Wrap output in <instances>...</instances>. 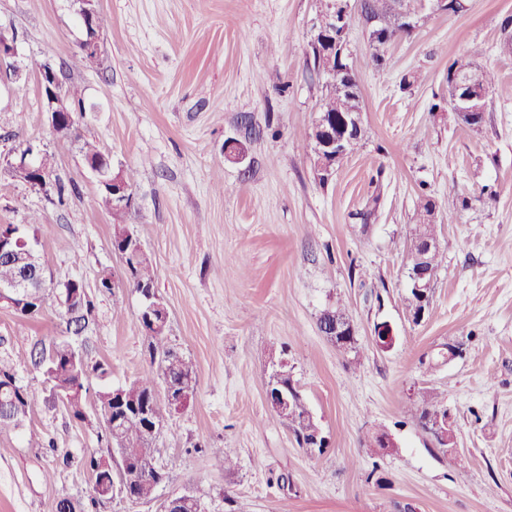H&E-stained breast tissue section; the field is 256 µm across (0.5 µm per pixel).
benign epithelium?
Masks as SVG:
<instances>
[{
  "instance_id": "1",
  "label": "benign epithelium",
  "mask_w": 512,
  "mask_h": 512,
  "mask_svg": "<svg viewBox=\"0 0 512 512\" xmlns=\"http://www.w3.org/2000/svg\"><path fill=\"white\" fill-rule=\"evenodd\" d=\"M78 3L76 12L85 27V39L80 41L81 51L97 57L101 52L99 29L96 18L99 13V0H74ZM350 0H323V8L312 19L311 37L309 44L316 49V71L328 82L336 84L344 82L350 75V66L336 67V61L347 58L346 33L350 21ZM40 84L45 96L46 112L50 115L53 131L61 136L67 135L77 122L78 109L72 107L69 98L60 93V77L54 66L49 63L42 65L39 73ZM453 85L462 96L448 100V107L461 120H471L484 112L486 108V90L478 83L471 72H455L452 75ZM363 125V110L356 109L339 115L326 112L318 113L312 129L314 166L317 173L326 177L334 170L336 164L342 162L350 152V147L356 133ZM91 171L98 178L101 186L112 191V195L123 201L133 200V192L123 181V170L114 169L111 160L104 157L96 162H88ZM17 242L10 235L0 233V257L18 258V264L24 267L22 275L11 282L0 285V304L9 305L15 309L22 307L20 300L28 294V289L34 287L37 272L40 269L41 258L36 252L34 240L30 239L18 249ZM437 247L432 241L410 239L408 250L412 265L406 266L408 284L418 292H425L433 287L435 273L427 270L423 264L424 256ZM75 281L68 280L54 285L60 308L66 312L77 300L74 291ZM143 309L149 314H159L160 319L167 317V309L153 290L140 291ZM165 398L175 408L182 406L191 397L185 391L174 392L169 379L160 377ZM271 407L278 413H283L291 406L294 394L278 390L267 395ZM454 416L447 411L430 421L424 431L431 437L435 445L447 446L448 435ZM99 499L108 503L112 498L120 496L130 502L138 503L140 499L133 491V486L127 481L98 488ZM188 507L198 508V503L190 492L168 497L158 504L156 512H173V509Z\"/></svg>"
}]
</instances>
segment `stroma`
Returning a JSON list of instances; mask_svg holds the SVG:
<instances>
[{
    "instance_id": "35a3bbf8",
    "label": "stroma",
    "mask_w": 512,
    "mask_h": 512,
    "mask_svg": "<svg viewBox=\"0 0 512 512\" xmlns=\"http://www.w3.org/2000/svg\"><path fill=\"white\" fill-rule=\"evenodd\" d=\"M318 3L101 0V56L77 67L72 0H0V37L16 48L0 60V224L37 216L48 281H80L94 303L75 342L90 366L87 399L146 374L150 359L139 293L97 286L125 268L80 152L86 140L136 172L125 221L153 265L169 341L197 377L153 443L167 473L155 502L116 498L97 512H156L187 491L204 512H512V0H464L458 13L419 0L418 26L380 47L353 0L347 42L364 138L325 180L309 138L323 83L308 47ZM466 54L494 75L475 126L448 107V67ZM47 62L63 88L83 92L65 137L37 80ZM230 139L246 146L244 163L227 159ZM29 146L48 162L46 188L9 171ZM424 199L444 264L416 324L405 264ZM339 301L357 328L355 357L318 327ZM66 321L57 307L28 318L0 305V359L14 361L33 399L22 424L0 425V512H56L59 500L89 495L82 459L101 449L99 423L73 419L26 357L67 338ZM382 322L396 336L389 349L375 343ZM448 342L461 357L427 372ZM283 357L328 440L323 454L299 448L267 402ZM425 386L456 415L462 461L407 412ZM383 432L396 446L377 458L368 440Z\"/></svg>"
}]
</instances>
